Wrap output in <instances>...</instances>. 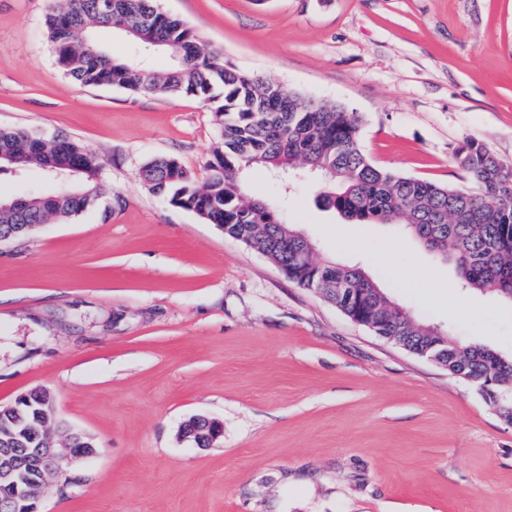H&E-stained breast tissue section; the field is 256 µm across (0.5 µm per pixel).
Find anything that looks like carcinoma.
Wrapping results in <instances>:
<instances>
[{"instance_id": "cac0c4a2", "label": "carcinoma", "mask_w": 512, "mask_h": 512, "mask_svg": "<svg viewBox=\"0 0 512 512\" xmlns=\"http://www.w3.org/2000/svg\"><path fill=\"white\" fill-rule=\"evenodd\" d=\"M99 0H52L46 16L47 39L63 73L81 87L121 88L146 95H190L212 105L223 148L213 153L202 179L171 157L148 160L141 169L148 189L171 205L190 210L208 224L253 247L301 288L334 303L381 336L418 355L441 344L448 349V372L464 379L496 380L491 403H512V358L481 345H462L437 328L413 319L360 267L316 262L313 244L288 223V197L251 207L246 175L255 167L272 173L322 178L324 206L344 220L362 224H402L408 235L450 263L464 287L512 301V166L486 146L466 141L454 159L470 183L450 187L398 175L375 166L359 143L361 118L341 104L317 101L281 85L237 71L218 51L202 42L157 0H111L104 13ZM101 30L118 32L145 51L173 59L164 71L106 51ZM0 153L23 158L19 179L55 160L75 168L72 186L28 196L19 208L0 207V237L22 241L26 225L65 221L95 202L102 160L79 142L35 137L23 129L0 128ZM317 270L354 296H334L318 288ZM50 395L34 391L0 413L22 419Z\"/></svg>"}]
</instances>
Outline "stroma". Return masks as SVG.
I'll list each match as a JSON object with an SVG mask.
<instances>
[{"mask_svg":"<svg viewBox=\"0 0 512 512\" xmlns=\"http://www.w3.org/2000/svg\"><path fill=\"white\" fill-rule=\"evenodd\" d=\"M49 6L0 0V127L80 141L103 170L92 208L0 244V405L49 390L97 449L61 463L41 512H512V424L477 385L153 195L150 158L204 173L214 113L74 84ZM159 6L241 73L360 113L381 168L460 186L468 140L512 165V0ZM318 194L294 180L287 211L316 261L361 265L414 317L512 356V302L463 288L401 225L345 221ZM198 415L224 427L205 448L181 435Z\"/></svg>","mask_w":512,"mask_h":512,"instance_id":"1","label":"stroma"}]
</instances>
